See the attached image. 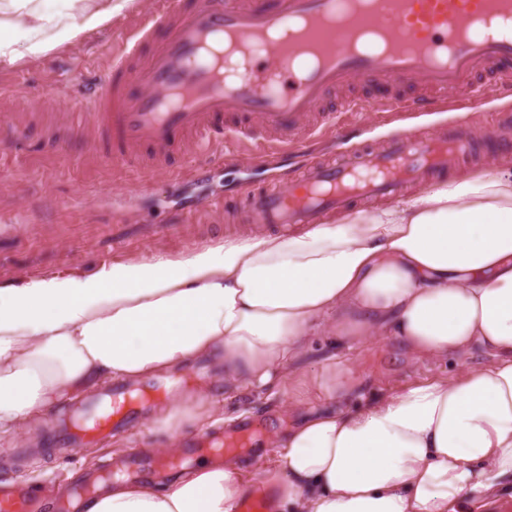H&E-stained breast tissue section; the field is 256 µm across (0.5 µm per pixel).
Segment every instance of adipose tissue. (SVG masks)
Instances as JSON below:
<instances>
[{"mask_svg":"<svg viewBox=\"0 0 512 512\" xmlns=\"http://www.w3.org/2000/svg\"><path fill=\"white\" fill-rule=\"evenodd\" d=\"M131 4L66 0L50 15L40 0H0V64ZM498 162L285 237L0 287V434L109 379L212 358L226 384L264 386L320 337L353 348L389 336L416 357L467 363L346 411L361 385L326 362L328 405L289 401L274 465L247 474L236 456L200 457L162 485L114 479L82 512H235L254 486L272 488L273 512H488L512 500V154ZM216 413L206 397L177 398L152 422L175 443Z\"/></svg>","mask_w":512,"mask_h":512,"instance_id":"obj_1","label":"adipose tissue"}]
</instances>
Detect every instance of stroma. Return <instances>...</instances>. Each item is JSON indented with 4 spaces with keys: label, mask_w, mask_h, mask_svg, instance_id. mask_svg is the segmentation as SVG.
I'll list each match as a JSON object with an SVG mask.
<instances>
[{
    "label": "stroma",
    "mask_w": 512,
    "mask_h": 512,
    "mask_svg": "<svg viewBox=\"0 0 512 512\" xmlns=\"http://www.w3.org/2000/svg\"><path fill=\"white\" fill-rule=\"evenodd\" d=\"M153 2L133 0L102 29L46 56L0 65V115L14 116L17 125L0 136V286L46 275L87 276L115 262L179 259L255 233V226L227 222L223 210L200 212L199 204L207 198L233 205L242 189L264 187L283 174L287 157L261 163L228 141L209 153H190L170 171L118 170L100 158L102 133L57 105L68 85L101 68L108 49ZM468 120L470 133L483 142L482 151L462 166L471 174L495 164L489 135L498 123L512 122V96L486 93L484 108ZM332 358L367 394L452 372L450 364L417 358L389 337L334 354L312 347L291 381L264 388L226 385L223 363L203 359L134 382L148 401L111 437L91 443L71 439L70 420L83 410L82 397L63 402L42 423L1 436L0 486L34 487L45 495L39 512H54L51 497L85 474L104 472L133 449L149 457L167 447L151 422L157 412L152 399L161 384L166 398L203 392L224 415L248 413L274 432L276 412L295 395L315 394L320 369Z\"/></svg>",
    "instance_id": "stroma-1"
}]
</instances>
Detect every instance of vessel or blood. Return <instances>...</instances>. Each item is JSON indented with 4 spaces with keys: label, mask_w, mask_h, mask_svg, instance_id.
<instances>
[{
    "label": "vessel or blood",
    "mask_w": 512,
    "mask_h": 512,
    "mask_svg": "<svg viewBox=\"0 0 512 512\" xmlns=\"http://www.w3.org/2000/svg\"><path fill=\"white\" fill-rule=\"evenodd\" d=\"M346 13L344 0H157L113 46L97 81L71 87L63 103L105 131L106 164L143 171L169 168L198 148L232 139L260 158L280 148L301 151L299 133L312 113L343 128L356 113L405 121L434 108L474 112L486 92L512 86V34L486 36L481 18L512 21V0H367ZM300 26L291 43L254 53L245 76L225 79L218 56L279 26ZM377 28L386 51L354 49L346 31ZM359 77L389 88L328 105ZM477 150L457 123L432 136L403 130L381 149L310 161L280 181L242 193L248 223L284 229L349 211L378 196L400 194L427 174L447 172ZM134 406L121 395L86 415L93 436L112 429L113 415Z\"/></svg>",
    "instance_id": "b4317fda"
}]
</instances>
